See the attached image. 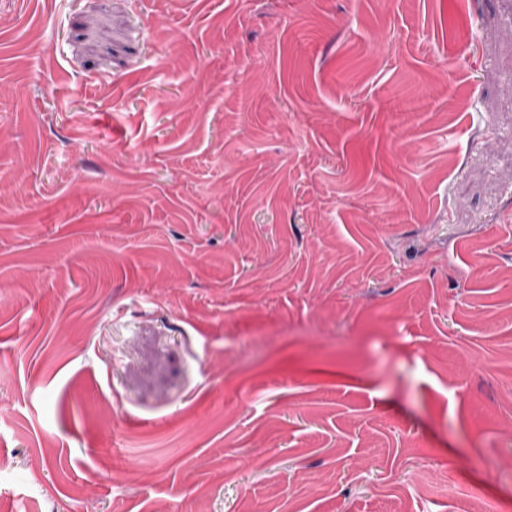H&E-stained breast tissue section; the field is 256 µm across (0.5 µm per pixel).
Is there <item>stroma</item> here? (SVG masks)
<instances>
[{
    "instance_id": "35a3bbf8",
    "label": "stroma",
    "mask_w": 512,
    "mask_h": 512,
    "mask_svg": "<svg viewBox=\"0 0 512 512\" xmlns=\"http://www.w3.org/2000/svg\"><path fill=\"white\" fill-rule=\"evenodd\" d=\"M512 512V0H0V512Z\"/></svg>"
}]
</instances>
